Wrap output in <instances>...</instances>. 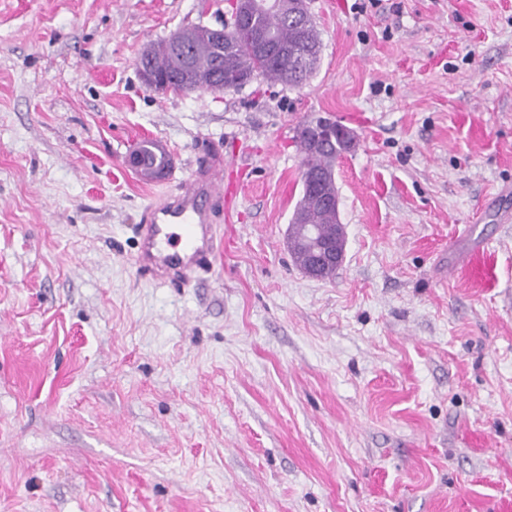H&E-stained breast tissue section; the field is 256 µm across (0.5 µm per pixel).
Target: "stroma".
<instances>
[{
  "instance_id": "stroma-1",
  "label": "stroma",
  "mask_w": 512,
  "mask_h": 512,
  "mask_svg": "<svg viewBox=\"0 0 512 512\" xmlns=\"http://www.w3.org/2000/svg\"><path fill=\"white\" fill-rule=\"evenodd\" d=\"M308 9L302 87L197 96L137 63L229 0H0V512H512V0ZM317 115L357 135L327 280L288 247ZM216 151L215 266L158 285L142 214ZM141 145H142L141 149H139L137 147L126 156L125 164L129 169H131L132 171H135V172L143 170L146 162H145V157H144L142 151L144 152L145 156L149 160L151 166H153L155 164H156V167H161V166L165 165L164 157H161L158 160L157 155H155V153L151 150V148L155 145L154 141L145 140L141 143ZM165 172H166V170L157 169L155 171V173H153V170L150 167H148L141 172V173H144L141 177L144 179H153V177L150 174H156V176L161 177L165 174Z\"/></svg>"
}]
</instances>
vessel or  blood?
Wrapping results in <instances>:
<instances>
[{
  "label": "vessel or blood",
  "instance_id": "vessel-or-blood-1",
  "mask_svg": "<svg viewBox=\"0 0 512 512\" xmlns=\"http://www.w3.org/2000/svg\"><path fill=\"white\" fill-rule=\"evenodd\" d=\"M224 161L212 154L174 194L148 207L137 228L138 269L161 284L185 283L212 268L218 245L212 200H223Z\"/></svg>",
  "mask_w": 512,
  "mask_h": 512
}]
</instances>
